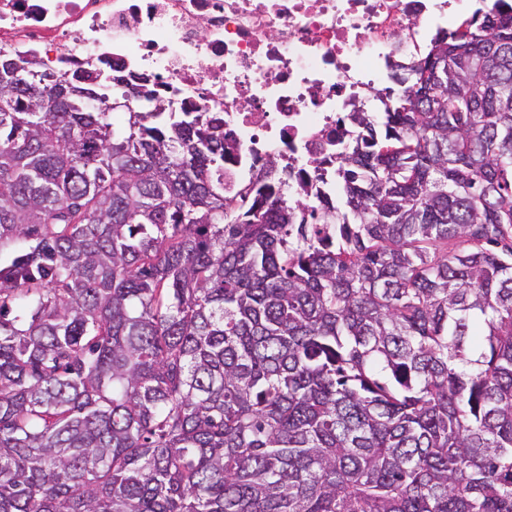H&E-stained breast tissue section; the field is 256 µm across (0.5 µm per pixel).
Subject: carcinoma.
I'll list each match as a JSON object with an SVG mask.
<instances>
[{"label":"carcinoma","mask_w":512,"mask_h":512,"mask_svg":"<svg viewBox=\"0 0 512 512\" xmlns=\"http://www.w3.org/2000/svg\"><path fill=\"white\" fill-rule=\"evenodd\" d=\"M224 208V122L0 54V512H512V4Z\"/></svg>","instance_id":"obj_1"}]
</instances>
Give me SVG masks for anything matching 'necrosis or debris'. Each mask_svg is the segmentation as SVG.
Here are the masks:
<instances>
[{"label": "necrosis or debris", "instance_id": "obj_1", "mask_svg": "<svg viewBox=\"0 0 512 512\" xmlns=\"http://www.w3.org/2000/svg\"><path fill=\"white\" fill-rule=\"evenodd\" d=\"M468 0H0V53L65 73L118 70L147 80L176 111L224 123V194L237 197L268 161L289 194L314 199L312 159L335 157L337 120L369 103L389 64L406 59Z\"/></svg>", "mask_w": 512, "mask_h": 512}]
</instances>
